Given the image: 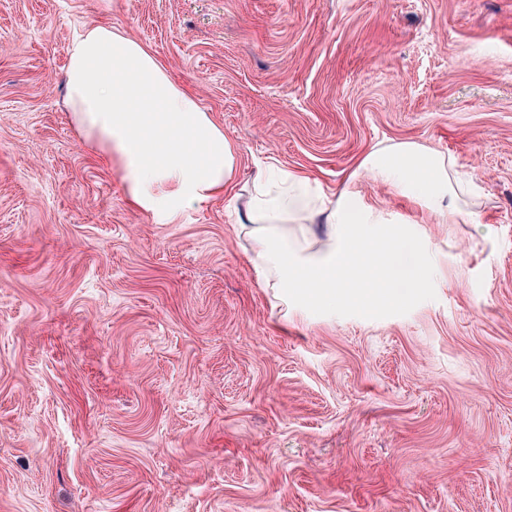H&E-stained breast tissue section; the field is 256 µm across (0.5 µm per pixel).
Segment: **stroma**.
Returning a JSON list of instances; mask_svg holds the SVG:
<instances>
[{
    "mask_svg": "<svg viewBox=\"0 0 512 512\" xmlns=\"http://www.w3.org/2000/svg\"><path fill=\"white\" fill-rule=\"evenodd\" d=\"M121 29L237 151L341 186L380 143L477 190L423 287L367 310L259 287L217 198L163 222L64 104ZM0 512H512V0H0Z\"/></svg>",
    "mask_w": 512,
    "mask_h": 512,
    "instance_id": "stroma-1",
    "label": "stroma"
}]
</instances>
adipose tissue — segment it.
Returning <instances> with one entry per match:
<instances>
[{
    "mask_svg": "<svg viewBox=\"0 0 512 512\" xmlns=\"http://www.w3.org/2000/svg\"><path fill=\"white\" fill-rule=\"evenodd\" d=\"M66 69L71 121L119 160L128 201L171 218L229 195L243 209L259 287L313 304L350 298L367 306L373 294L361 289L365 279L388 300L421 287L427 242L383 230V217L351 189L361 178L419 202L441 224L462 211L466 181L452 158L413 142L373 148L336 192L271 156L239 200L231 193L232 141L141 44L107 25L86 26L69 45Z\"/></svg>",
    "mask_w": 512,
    "mask_h": 512,
    "instance_id": "1",
    "label": "adipose tissue"
}]
</instances>
